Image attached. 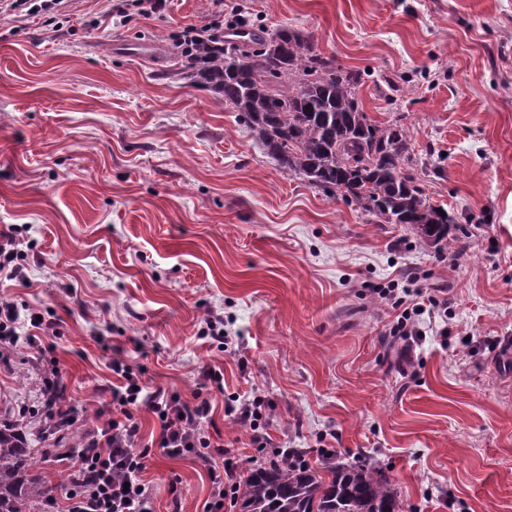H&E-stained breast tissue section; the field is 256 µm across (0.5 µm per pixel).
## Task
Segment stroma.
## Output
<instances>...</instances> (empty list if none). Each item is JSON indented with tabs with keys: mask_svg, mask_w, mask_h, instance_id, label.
<instances>
[{
	"mask_svg": "<svg viewBox=\"0 0 512 512\" xmlns=\"http://www.w3.org/2000/svg\"><path fill=\"white\" fill-rule=\"evenodd\" d=\"M106 7L75 0L63 25L0 15V228L37 242L0 299L55 321L78 434L101 425L124 359L149 388L210 400L239 476L275 448L314 465L331 449L385 469L401 512H512V0H246L224 16L299 28L365 73L368 119L405 124L427 197L469 231L441 253L281 168L181 74L173 33L213 0L127 26ZM138 39L164 63L119 51ZM410 266L448 309L395 339L380 290ZM211 316L224 349L200 335ZM43 372L34 351L0 352L10 413L37 405ZM238 395L262 396L260 432L225 415ZM135 419L154 512H204L206 469L157 448L152 413Z\"/></svg>",
	"mask_w": 512,
	"mask_h": 512,
	"instance_id": "stroma-1",
	"label": "stroma"
}]
</instances>
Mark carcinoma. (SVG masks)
Here are the masks:
<instances>
[{"label": "carcinoma", "mask_w": 512, "mask_h": 512, "mask_svg": "<svg viewBox=\"0 0 512 512\" xmlns=\"http://www.w3.org/2000/svg\"><path fill=\"white\" fill-rule=\"evenodd\" d=\"M192 82L221 96L280 167L328 197L356 204L385 224H406L417 241L443 249L466 230L426 196L413 172L411 138L395 119L372 123L359 108L361 73L318 52L302 30L283 26L247 42L201 44L186 59ZM36 449L14 421L0 420V512H39L49 488L32 473ZM304 448L257 465L241 482L234 512H401L394 479L376 465L327 460Z\"/></svg>", "instance_id": "cac0c4a2"}]
</instances>
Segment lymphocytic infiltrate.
<instances>
[{"mask_svg": "<svg viewBox=\"0 0 512 512\" xmlns=\"http://www.w3.org/2000/svg\"><path fill=\"white\" fill-rule=\"evenodd\" d=\"M216 9L204 20L180 26L174 38L183 51H191L201 40L212 43L224 39V0H214ZM30 228L12 224L0 231V276L8 280L24 279L23 262L33 241ZM423 273L412 270L382 288L383 298L390 301L398 315L389 328L390 335H415L417 304L423 296ZM54 328L48 319L38 318L35 310L0 300V350L25 347L37 354L52 351L46 343ZM112 371L119 378L112 388V401L101 426L87 433L79 451L64 455L47 450L48 460H70L69 483L62 496H49L45 512H152V494L143 479L149 449L140 448V428L135 410L147 408L161 423L158 447L169 456L195 455L207 468L212 483V498L206 512H223L224 501L237 488L236 465L224 460L223 443L213 441L203 425L211 419L208 399L188 403L178 393L149 390L142 385L132 367L113 361ZM39 404L47 429L57 422L75 426L79 420L74 406L67 402L60 384L58 369H51L42 380Z\"/></svg>", "mask_w": 512, "mask_h": 512, "instance_id": "obj_1", "label": "lymphocytic infiltrate"}]
</instances>
